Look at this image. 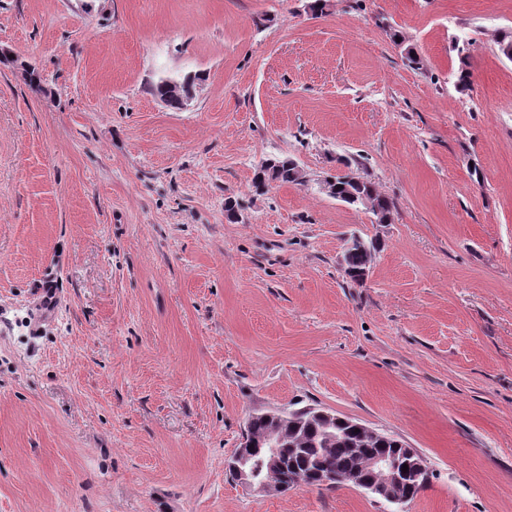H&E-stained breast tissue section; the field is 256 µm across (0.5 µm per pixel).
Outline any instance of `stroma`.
<instances>
[{
    "label": "stroma",
    "instance_id": "obj_1",
    "mask_svg": "<svg viewBox=\"0 0 512 512\" xmlns=\"http://www.w3.org/2000/svg\"><path fill=\"white\" fill-rule=\"evenodd\" d=\"M306 3L0 0V512H389L228 476L304 406L420 452L405 512H512V0ZM342 157L391 223L320 190ZM170 80V78L161 79L158 83L154 85L153 92L159 99H162L163 101L168 103L169 106L175 108H179L180 99L183 98L182 108H184L193 99V97L190 96L195 91L196 76L188 75L180 80H177V82L179 83V87L177 89H173L170 86ZM270 182L281 184H303L304 176L297 162L291 158H277L276 165L265 169L262 165L255 171L256 189L265 188ZM376 251L377 248L372 242H369L368 249L350 248L345 250L343 255L344 275L350 280L355 281L357 277H360L365 271L369 270Z\"/></svg>",
    "mask_w": 512,
    "mask_h": 512
}]
</instances>
